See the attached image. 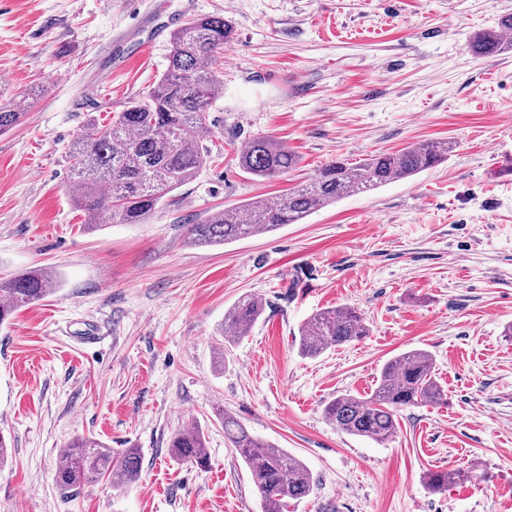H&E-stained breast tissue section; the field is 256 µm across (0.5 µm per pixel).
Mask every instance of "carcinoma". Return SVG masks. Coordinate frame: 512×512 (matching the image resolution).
I'll return each instance as SVG.
<instances>
[{"label": "carcinoma", "mask_w": 512, "mask_h": 512, "mask_svg": "<svg viewBox=\"0 0 512 512\" xmlns=\"http://www.w3.org/2000/svg\"><path fill=\"white\" fill-rule=\"evenodd\" d=\"M507 32L512 34V13L502 15L496 28L475 34L469 47L482 55L511 50L512 37H505ZM234 34L233 23L221 15L188 19L171 35L168 66L155 86L108 124L91 122L77 136L66 189L71 201L84 212L86 228L107 222L145 223L166 194L192 180L210 161L209 142L215 134L211 108L224 93L217 65ZM21 107L20 103L0 104V133L19 123ZM452 149L450 142L439 140L374 154L357 164L338 158L286 195L260 197L189 225L186 240L195 246H222L274 232L286 224H299L346 196L411 178L447 159ZM237 160L243 171L262 179L279 177L298 164L296 154L271 136L250 139ZM56 286L55 276L44 269L0 279V324L9 321L17 309L44 299ZM264 309L262 299L241 297L224 315L220 330L224 343L247 335ZM366 333L363 318L354 309L338 306L321 310L301 327L298 352L315 358L329 347L359 340ZM442 397L432 355L412 350L382 367L370 394L340 395L326 404L324 412L341 431L383 442L395 433L400 410ZM223 422L224 437L248 465L265 512H288L290 505L312 493L315 482L301 459L254 437L227 412ZM170 452L178 460L202 468L208 465L205 436L198 428L175 433ZM60 454L64 464L56 481L63 489L104 478L114 486H126L139 477L141 460L136 448L125 449L116 460L103 442L81 437L60 449ZM460 477L462 473L451 470L432 471L427 484L434 492L446 491Z\"/></svg>", "instance_id": "cac0c4a2"}]
</instances>
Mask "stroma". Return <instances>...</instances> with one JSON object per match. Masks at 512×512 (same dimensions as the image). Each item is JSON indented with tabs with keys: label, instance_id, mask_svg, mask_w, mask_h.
I'll return each mask as SVG.
<instances>
[{
	"label": "stroma",
	"instance_id": "obj_1",
	"mask_svg": "<svg viewBox=\"0 0 512 512\" xmlns=\"http://www.w3.org/2000/svg\"><path fill=\"white\" fill-rule=\"evenodd\" d=\"M506 13L512 0H0V103L40 90L0 134V278L47 268L59 280L0 325V433L13 446L0 512H263L226 411L311 470L314 491L291 512H512V52L468 46ZM177 15L235 26L212 112L219 157L145 223L85 231L65 193L71 144L153 86ZM261 135L297 168L243 172L236 153ZM436 139L454 152L412 178L269 234L185 242L187 225L333 160ZM246 293L265 311L220 349ZM335 306L367 336L300 357L303 324ZM412 349L432 355L445 402L402 410L382 443L325 417ZM193 427L204 468L168 450ZM85 436L140 449L138 481L60 490V450ZM441 469L465 478L429 492L425 474Z\"/></svg>",
	"mask_w": 512,
	"mask_h": 512
}]
</instances>
